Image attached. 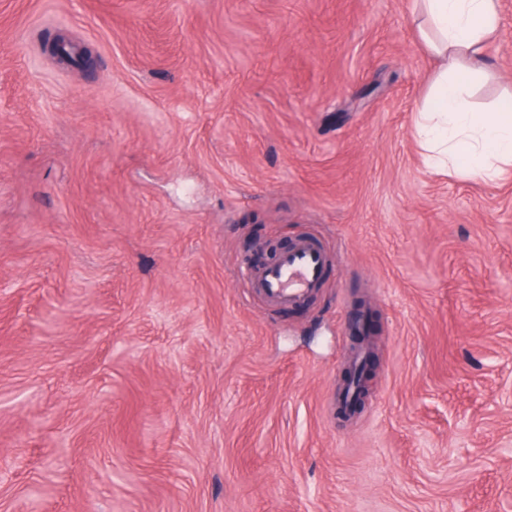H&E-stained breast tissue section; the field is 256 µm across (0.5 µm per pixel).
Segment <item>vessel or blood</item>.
I'll list each match as a JSON object with an SVG mask.
<instances>
[{
  "label": "vessel or blood",
  "instance_id": "vessel-or-blood-1",
  "mask_svg": "<svg viewBox=\"0 0 512 512\" xmlns=\"http://www.w3.org/2000/svg\"><path fill=\"white\" fill-rule=\"evenodd\" d=\"M328 261L327 253L313 239L301 238L274 265L247 271L246 276L252 288L273 303L294 307L321 288Z\"/></svg>",
  "mask_w": 512,
  "mask_h": 512
}]
</instances>
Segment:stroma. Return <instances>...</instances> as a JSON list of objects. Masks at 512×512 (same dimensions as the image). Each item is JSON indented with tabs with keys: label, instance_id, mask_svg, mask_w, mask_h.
<instances>
[{
	"label": "stroma",
	"instance_id": "obj_1",
	"mask_svg": "<svg viewBox=\"0 0 512 512\" xmlns=\"http://www.w3.org/2000/svg\"><path fill=\"white\" fill-rule=\"evenodd\" d=\"M437 66L408 0H0V512H512V167L426 166ZM291 247V244L271 245L266 251L248 255L247 262L252 266H266ZM328 261L327 253L313 239L300 238L274 265L255 271L245 268L244 274L252 288L273 303L294 307L307 302L321 288Z\"/></svg>",
	"mask_w": 512,
	"mask_h": 512
}]
</instances>
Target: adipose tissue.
<instances>
[{
  "instance_id": "ef3b65f1",
  "label": "adipose tissue",
  "mask_w": 512,
  "mask_h": 512,
  "mask_svg": "<svg viewBox=\"0 0 512 512\" xmlns=\"http://www.w3.org/2000/svg\"><path fill=\"white\" fill-rule=\"evenodd\" d=\"M411 8L428 52L441 61L416 126L428 166L460 179L493 178L512 165V100L476 110L464 93L487 72L483 45L502 24L498 0H412Z\"/></svg>"
}]
</instances>
